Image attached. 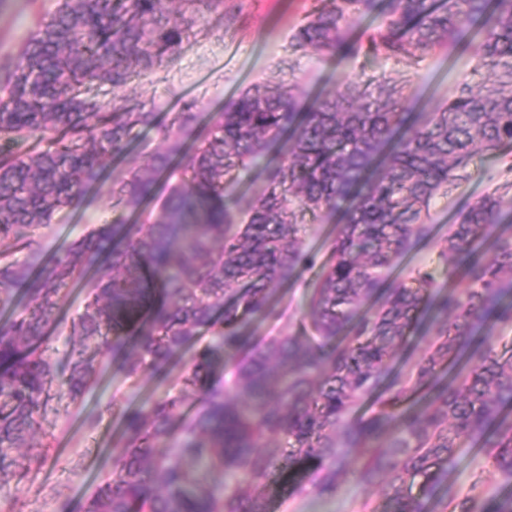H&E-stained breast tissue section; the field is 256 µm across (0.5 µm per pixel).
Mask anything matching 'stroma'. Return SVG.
<instances>
[{"label":"stroma","instance_id":"1","mask_svg":"<svg viewBox=\"0 0 512 512\" xmlns=\"http://www.w3.org/2000/svg\"><path fill=\"white\" fill-rule=\"evenodd\" d=\"M57 6L58 0H0V64L17 58L38 21ZM320 6V0H224L221 6L200 9L178 52L153 70L134 74L123 92L154 104L167 122L192 102L206 115L221 111L225 100L253 83L280 80L282 62L290 58L295 63L291 81L298 104L329 92L339 80L364 87L381 79L402 90L407 111L428 112L452 96L461 78L478 83L486 76L471 50L451 55L438 49L420 59L365 52L342 62L312 50L292 54L290 42L296 28ZM145 140L154 148L162 144L161 135L154 131L133 140L127 152L113 160L111 176L92 187L78 206L58 213L49 227L40 229L44 255L61 253L71 241L116 217L112 179L144 162L141 143ZM470 169L468 182L451 194L436 197L430 206L429 221L437 237L447 236L449 225L457 222L468 204L512 182V151L478 157ZM304 224V244L313 262L279 287L277 316L259 324L262 336L273 338L299 330L310 285L328 256V245L336 234L335 217L309 215ZM94 286V278L88 277L67 288L57 316L59 325L42 347L48 360L79 348L71 325ZM193 355V350H185L177 366L163 373H146L135 384L125 379L118 360L98 358L95 380L82 400L73 404L53 401L42 410L33 444L43 449L44 458L23 479L0 485V512H80L110 475L113 458L124 446L119 409L176 392ZM343 470L332 497H318L308 486L295 489L273 481L271 512H386L390 501L384 492L364 485L351 465H344ZM451 492L482 500L511 493L512 487L494 472L482 447L466 441L446 483L427 497L429 512H437Z\"/></svg>","mask_w":512,"mask_h":512}]
</instances>
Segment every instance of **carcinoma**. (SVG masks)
I'll return each mask as SVG.
<instances>
[{"mask_svg": "<svg viewBox=\"0 0 512 512\" xmlns=\"http://www.w3.org/2000/svg\"><path fill=\"white\" fill-rule=\"evenodd\" d=\"M175 2L223 0H60L0 68V308L10 312L0 321V483L38 462L40 451L11 460L13 470L3 464L30 447L50 401L85 395L97 357H119L136 382L191 345L178 393L120 411L124 448L83 512H268L273 469L286 485L310 478L328 497L348 458L363 482L393 492L391 512H427L407 487L418 476L424 493L445 482L465 439L481 443L511 485L512 349L497 351L480 327L512 325V234L487 253L477 244L512 183L469 205L440 240L448 280L464 288L440 292L425 266L389 272L433 242L430 205L471 177L473 159L512 147V0H324L296 30L293 52L349 59L364 48L352 33L357 19L382 18L369 48L394 58L464 52L476 29L479 67L491 78L463 79L433 112L407 111L381 82L372 91L338 86L300 109L281 80L226 100L203 125L195 112L165 125L139 98L93 88H121L134 70L175 55L189 29ZM154 129L164 147L114 182L112 198L140 215L162 182L159 213L101 224L44 257L36 231L112 173L133 131ZM255 167L265 188L242 210L228 183ZM336 210L306 332L258 335L253 323L276 316L277 285L308 259L300 218ZM89 274L96 288L73 324L81 350L51 362L36 343L64 289ZM426 321V351L392 366ZM204 329L212 341L202 345ZM229 352L221 385L213 373ZM187 393L201 404L188 421ZM369 400L375 408L353 416ZM201 467L222 480L199 485ZM475 502L463 497L450 512H512V494Z\"/></svg>", "mask_w": 512, "mask_h": 512, "instance_id": "cac0c4a2", "label": "carcinoma"}]
</instances>
